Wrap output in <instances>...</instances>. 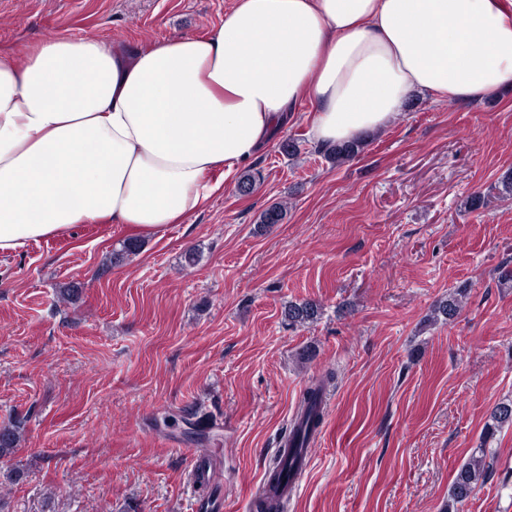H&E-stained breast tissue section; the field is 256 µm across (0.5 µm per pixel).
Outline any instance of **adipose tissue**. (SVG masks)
<instances>
[{"mask_svg":"<svg viewBox=\"0 0 512 512\" xmlns=\"http://www.w3.org/2000/svg\"><path fill=\"white\" fill-rule=\"evenodd\" d=\"M510 86L512 0H235L203 36L0 51V254L81 224L162 238L305 101L331 145L416 94L469 103Z\"/></svg>","mask_w":512,"mask_h":512,"instance_id":"adipose-tissue-1","label":"adipose tissue"}]
</instances>
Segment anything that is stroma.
I'll list each match as a JSON object with an SVG mask.
<instances>
[{"label": "stroma", "mask_w": 512, "mask_h": 512, "mask_svg": "<svg viewBox=\"0 0 512 512\" xmlns=\"http://www.w3.org/2000/svg\"><path fill=\"white\" fill-rule=\"evenodd\" d=\"M234 0H0V46L59 35L128 46L207 34ZM311 106L188 223L136 253L125 224L0 255L5 512H257L306 387L328 407L283 512H446L461 467L492 474L459 512H512V87L473 103L413 96L338 165ZM296 139L297 155L283 143ZM480 197L471 208L472 197ZM286 204L284 219L259 226ZM451 320H432L456 288ZM70 300H62L66 289ZM317 304L289 325L288 303ZM218 472L203 488L198 456Z\"/></svg>", "instance_id": "obj_1"}]
</instances>
